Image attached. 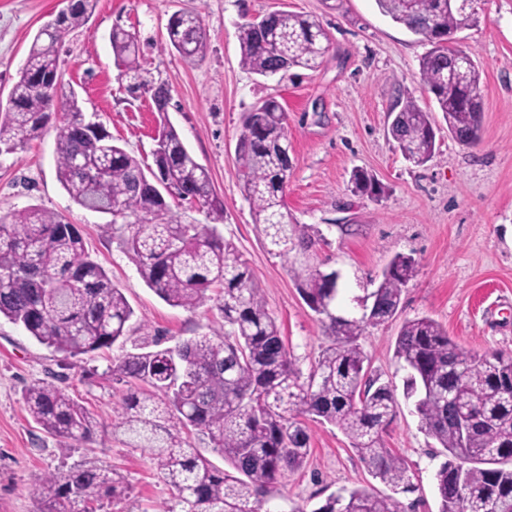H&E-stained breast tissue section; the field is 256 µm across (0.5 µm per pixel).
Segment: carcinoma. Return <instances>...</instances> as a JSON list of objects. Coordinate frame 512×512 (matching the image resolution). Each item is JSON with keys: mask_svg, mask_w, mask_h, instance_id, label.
<instances>
[{"mask_svg": "<svg viewBox=\"0 0 512 512\" xmlns=\"http://www.w3.org/2000/svg\"><path fill=\"white\" fill-rule=\"evenodd\" d=\"M98 0H72L57 27L38 31L10 92L12 111L0 112V155L23 151L40 138L50 112L65 115L56 135L57 179L79 207L112 216L117 240L131 253L147 287L172 307L193 310L214 299L224 318V336L207 334L174 348L128 352L112 362V377L144 387L127 393L112 432L130 448H146L159 478L174 492L161 512H263L285 472L309 452L305 420L338 428L368 473L390 489L377 495L353 488L330 496L315 512H406L399 495L415 491L406 462L384 444L396 414L391 385L373 374L360 339L370 327L392 320L403 287L417 263L397 254L359 318L331 312L338 275L298 258L314 245L312 228L288 223L284 192L292 163L286 115L268 98L243 113L236 146L241 189L269 252L291 260L288 268L307 306L328 319L331 344L302 377L269 313L252 271L235 244L224 239V202L208 171L168 126L154 150L156 169L114 143L86 120L74 93L49 99L40 91L59 72L68 36L85 25ZM379 10L429 49L420 59V79L438 113L407 95L389 134L407 160L426 164L435 148L438 120L448 134L471 146L480 138L484 103L481 72L469 50L458 52L456 32L467 25L464 7L448 0H376ZM168 45L190 62L204 59L208 34L194 12L174 14ZM327 35L319 22L279 11L263 31L247 21L238 27L241 64L270 78L294 67L314 69ZM112 51L133 74V87L169 103L168 88L140 72L136 36L117 24ZM165 185L137 190L143 176ZM353 191L372 199L384 187L354 171ZM194 200L210 224H184L167 198ZM134 310L122 290L86 249L80 229L37 206L0 215V318L22 326L38 343L69 357L110 347L127 337ZM408 371L406 397L414 399L420 428L442 448L446 460L435 473L439 512H512V356L472 355L428 316L404 321L394 347ZM29 415L48 433L75 442L93 437L100 424L50 381L24 391ZM471 425L462 435L448 415ZM208 440L230 469L220 470L180 436ZM39 512H100L103 500L128 491L112 470L98 465L46 474L33 489Z\"/></svg>", "mask_w": 512, "mask_h": 512, "instance_id": "cac0c4a2", "label": "carcinoma"}]
</instances>
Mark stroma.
Wrapping results in <instances>:
<instances>
[{
    "mask_svg": "<svg viewBox=\"0 0 512 512\" xmlns=\"http://www.w3.org/2000/svg\"><path fill=\"white\" fill-rule=\"evenodd\" d=\"M65 6V0H0V97L11 90L39 28ZM182 11L200 14L206 26L210 47L201 61H186L166 43L168 21ZM272 11L320 22L329 43L317 69L297 67L265 79L241 65L238 26ZM465 12L471 22L456 37L481 71V140L464 147L440 128L433 158L420 167L405 160L388 128L404 94L424 109L436 108L419 75L428 44L384 16L375 0H98L60 51L61 80L77 94L87 120L145 164L154 162L163 121L175 126L223 199L220 230L249 263L302 372H310L331 339L287 262L268 253L242 195L235 150L243 112L270 97L285 110L293 165L284 195L288 221L320 230L309 262L340 272L339 313L361 315L358 298L377 288L394 255L416 260L417 274L404 286L395 318L369 328L361 340L372 370L398 391L384 440L413 475L416 490L403 498L408 512H438L434 475L444 457L401 393L405 372L393 351L402 322L427 315L470 353L512 356V0H467ZM116 24L137 33L144 76L169 88L167 114L157 112L150 94L129 93L131 79L110 44ZM61 121L53 114L41 138L0 155V213L35 205L76 224L135 316L126 341L67 360L0 319V512H36L31 490L39 478L92 463L117 471L129 489L124 500L105 502L102 512H155L172 492L158 479L149 450L127 447L110 431L128 391L113 379L112 361L136 351L143 335L172 347L223 335L224 321L214 302L185 310L159 299L107 230V216L69 198L56 176ZM358 169L386 187L381 199L353 192ZM42 379L56 381L101 423L91 442L53 436L30 417L23 390ZM308 428L309 453L280 478L270 512H316L343 488L386 493L342 432L315 421Z\"/></svg>",
    "mask_w": 512,
    "mask_h": 512,
    "instance_id": "35a3bbf8",
    "label": "stroma"
}]
</instances>
